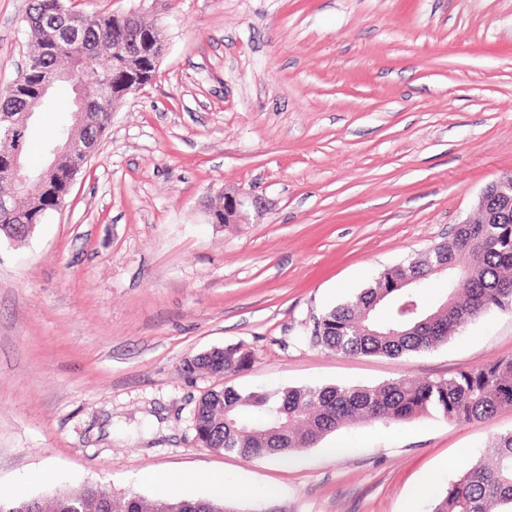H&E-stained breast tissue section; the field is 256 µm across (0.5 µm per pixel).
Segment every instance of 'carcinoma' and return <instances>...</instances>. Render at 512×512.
I'll return each instance as SVG.
<instances>
[{"instance_id":"obj_1","label":"carcinoma","mask_w":512,"mask_h":512,"mask_svg":"<svg viewBox=\"0 0 512 512\" xmlns=\"http://www.w3.org/2000/svg\"><path fill=\"white\" fill-rule=\"evenodd\" d=\"M67 0H32L26 15L30 55L41 54L52 37L65 36ZM150 26L141 15L89 17L86 52L67 49L27 67L13 81L36 91L58 69L71 70L92 84L124 82L135 69L148 82L157 63L136 60L129 39ZM23 94L0 96V114L25 111ZM70 126L49 129L42 140L51 151ZM73 160H60L44 180L45 168L29 169L31 184L14 217L0 216V238L28 237L24 225L43 222L66 202ZM488 224H458L451 240L418 257L379 272L352 298L315 318L311 339L336 354L406 357L448 341L471 320L494 310L512 309V217L489 213ZM448 269L438 272V261ZM446 277L442 292L429 303L421 296L430 277ZM254 360L243 345L228 346L184 363L185 371L236 372ZM512 410V356L501 357L447 377L402 378L379 385H316L242 392L232 386L210 390L199 399L194 420L200 444L245 459H287L313 447L328 434L354 424H400L434 415L451 424L485 419ZM236 512L229 502L175 498L157 506L135 492L114 494L88 484L54 494L53 512ZM0 512H43L40 499L0 501ZM431 512H512V431L497 435L483 458L450 484Z\"/></svg>"}]
</instances>
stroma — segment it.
I'll use <instances>...</instances> for the list:
<instances>
[{
  "label": "stroma",
  "instance_id": "35a3bbf8",
  "mask_svg": "<svg viewBox=\"0 0 512 512\" xmlns=\"http://www.w3.org/2000/svg\"><path fill=\"white\" fill-rule=\"evenodd\" d=\"M29 3L0 0V85L29 51ZM74 6L146 13L165 54L64 209L0 239V497L101 484L157 503L192 472L198 496L222 478L241 512H429L512 411L346 426L285 464L202 447L193 415L225 386L378 385L512 355L511 310L403 358L310 340L314 317L448 241L512 172V0ZM235 188L265 209L213 223ZM240 342L255 354L240 372L182 369Z\"/></svg>",
  "mask_w": 512,
  "mask_h": 512
}]
</instances>
